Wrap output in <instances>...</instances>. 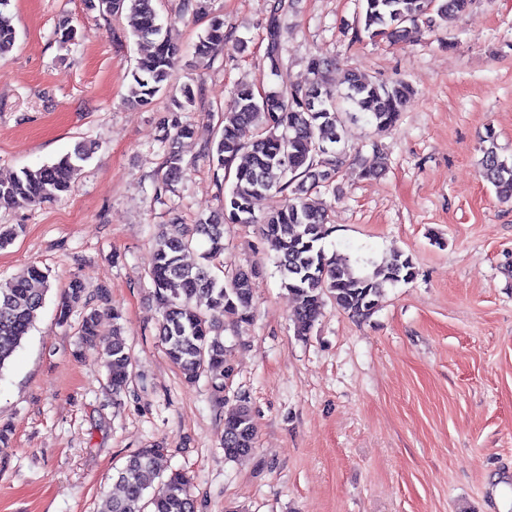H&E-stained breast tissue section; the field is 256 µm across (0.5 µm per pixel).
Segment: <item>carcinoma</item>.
I'll return each mask as SVG.
<instances>
[{"mask_svg": "<svg viewBox=\"0 0 512 512\" xmlns=\"http://www.w3.org/2000/svg\"><path fill=\"white\" fill-rule=\"evenodd\" d=\"M9 0H0V57L8 54L17 41L13 15L6 9ZM157 0H101L100 14L127 13L133 20V36L146 43V52L130 72L126 101L145 105L169 90V79L181 53L170 28L159 22ZM471 0H360L359 32L372 42L398 45L408 40L411 28L426 17L430 22H445L464 15ZM290 3L272 0L266 39L265 60L274 73L283 64V30L280 16ZM224 23L211 20L204 36L194 45L201 61L212 58L224 47ZM333 62L325 57L310 59L313 78L289 91L260 93L252 85H239L232 103L224 111L223 126L207 147L215 170L224 171L230 187L224 204L205 220L188 226L176 211L162 225L150 256L153 297L160 318L158 336L169 360L189 383L208 372L221 369L228 376L221 331L224 321L209 315L218 309L236 321L251 317L256 268L224 270V231L228 224L261 223V232L275 251L281 284L295 302L297 335L306 336L322 314L326 302L352 318L369 317L378 307L385 285L408 282L416 275L413 257L397 252L373 272L356 271L351 257L328 255L322 241L330 234L327 207L311 199L321 189L332 187L344 165L345 153L339 148L345 138L346 120L359 114L370 116L379 131L394 128L412 94L408 83L398 80L376 84L348 72L345 91L333 88L326 74ZM197 93L185 85L172 105L182 110L195 104ZM259 128L250 142L241 132ZM192 136L188 125L163 129L159 142L163 148V184L171 189L188 169L181 151L183 140ZM95 146L79 142L73 151L52 164L23 168L7 180L0 179V205L21 198L40 204L55 202L66 195L81 171V163L94 153ZM481 173L502 201L512 200V161L499 155L492 145L483 151ZM284 197L283 204L257 220L255 201L271 192ZM205 249L195 266L184 263L194 238ZM50 290L49 273L30 266L25 273L0 283V370L11 359L24 337L34 326ZM87 289L73 279L58 304V321L65 324L74 310L82 309L78 334L85 344L97 342L98 310H87ZM120 315L112 313L116 338L104 345L108 386L120 397L130 379L131 357L118 338ZM256 428L249 407L239 405L224 418V454L233 461L248 455L255 447ZM160 448H142L130 455L118 471L120 497L106 499L102 512H195L190 478L182 472L163 475ZM156 488H151L154 479Z\"/></svg>", "mask_w": 512, "mask_h": 512, "instance_id": "carcinoma-1", "label": "carcinoma"}]
</instances>
